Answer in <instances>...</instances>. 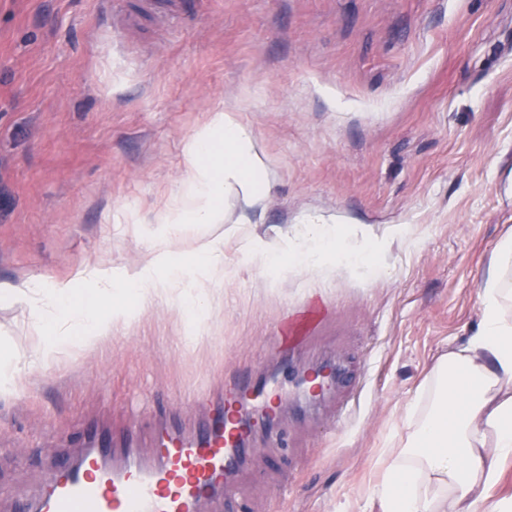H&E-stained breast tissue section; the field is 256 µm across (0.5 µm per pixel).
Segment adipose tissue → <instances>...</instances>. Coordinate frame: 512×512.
<instances>
[{
	"mask_svg": "<svg viewBox=\"0 0 512 512\" xmlns=\"http://www.w3.org/2000/svg\"><path fill=\"white\" fill-rule=\"evenodd\" d=\"M189 156L188 196L168 217L163 240L141 267L90 272L91 287L77 302L62 288L45 292L35 282L17 286L18 294L32 300L34 327L62 309L66 336L100 335L134 315L135 308L116 302L120 293L133 294L142 308L172 296L186 308L200 304L196 287L224 273V210L217 200L233 195L245 206L259 205L266 161L248 131L224 110L197 134ZM383 252L382 244L336 225L306 224L253 246L248 257L260 269L285 265L327 272L340 266L369 278L382 270ZM511 270L512 234L499 242L490 260L479 294L478 330L439 360L430 413L372 490L380 512H512V498L490 497L500 463L512 459V318L505 314L512 301L506 280Z\"/></svg>",
	"mask_w": 512,
	"mask_h": 512,
	"instance_id": "obj_1",
	"label": "adipose tissue"
}]
</instances>
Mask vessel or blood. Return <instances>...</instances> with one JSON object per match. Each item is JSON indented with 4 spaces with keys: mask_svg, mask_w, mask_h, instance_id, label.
Masks as SVG:
<instances>
[{
    "mask_svg": "<svg viewBox=\"0 0 512 512\" xmlns=\"http://www.w3.org/2000/svg\"><path fill=\"white\" fill-rule=\"evenodd\" d=\"M350 367L337 366L320 399L346 422L360 398ZM283 387L276 377L245 382L212 399L191 427L170 419L142 450L136 440L91 430L84 450L47 478L26 512H202L235 495L256 429L279 435Z\"/></svg>",
    "mask_w": 512,
    "mask_h": 512,
    "instance_id": "b4317fda",
    "label": "vessel or blood"
}]
</instances>
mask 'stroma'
I'll use <instances>...</instances> for the list:
<instances>
[{"label": "stroma", "instance_id": "obj_1", "mask_svg": "<svg viewBox=\"0 0 512 512\" xmlns=\"http://www.w3.org/2000/svg\"><path fill=\"white\" fill-rule=\"evenodd\" d=\"M0 0V512H18L87 427L190 419L278 361L279 324L326 316L302 369L339 358L359 405L282 411L236 478L242 512H379L382 453L432 405L438 359L475 332L490 256L512 228V0ZM267 159L264 199L224 197V281L197 319L172 301L39 367L27 281L80 297L134 269L177 209L188 149L215 111ZM316 220L386 243L384 270L259 269L254 237Z\"/></svg>", "mask_w": 512, "mask_h": 512}]
</instances>
